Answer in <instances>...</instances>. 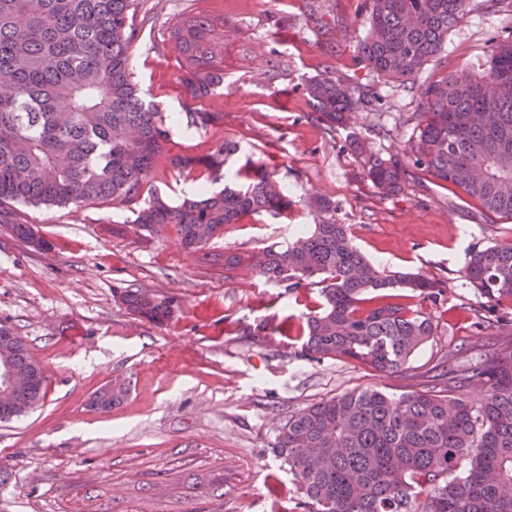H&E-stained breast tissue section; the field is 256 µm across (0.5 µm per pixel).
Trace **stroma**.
I'll list each match as a JSON object with an SVG mask.
<instances>
[{"instance_id": "35a3bbf8", "label": "stroma", "mask_w": 512, "mask_h": 512, "mask_svg": "<svg viewBox=\"0 0 512 512\" xmlns=\"http://www.w3.org/2000/svg\"><path fill=\"white\" fill-rule=\"evenodd\" d=\"M130 68L146 100L171 128L142 189L176 204L196 173L170 156L203 155L233 140L274 172L293 206L287 216L248 215L203 250L183 248L175 225L137 237L134 204L24 207L49 244L38 251L0 226V320L23 336L45 370L46 398L0 423V512H302L287 465L271 446L299 410L369 387L393 394L426 388L451 359L491 354L512 326L473 327L480 299L466 279L468 252L512 242V217L487 212L453 185L409 167L404 189L378 193L354 140L389 157L401 153L425 87L483 74L493 42L512 32V0H471L440 51L413 83L379 79L357 46L368 32L365 0H137ZM215 18L224 45V89L192 99L171 38L185 14ZM329 76L368 107L335 131L318 122L306 83ZM219 112L221 124L189 127L186 114ZM336 203L360 251L386 271H417L444 282L438 332L404 375L343 359L297 357V342L247 333L263 319L300 317L317 291L288 293L252 276L225 277L223 256L287 242L315 222L312 194ZM143 288L175 298L173 318L154 324L128 314L117 292ZM127 389L101 411L91 402L113 383Z\"/></svg>"}]
</instances>
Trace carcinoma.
I'll use <instances>...</instances> for the list:
<instances>
[{"label":"carcinoma","instance_id":"carcinoma-1","mask_svg":"<svg viewBox=\"0 0 512 512\" xmlns=\"http://www.w3.org/2000/svg\"><path fill=\"white\" fill-rule=\"evenodd\" d=\"M136 0H0V224L39 250L49 247L22 218L20 207L130 203L170 139L165 116L145 101L129 67L135 40ZM369 33L360 58L387 82L415 80L443 48L448 31L470 0H366ZM213 21L184 15L172 27L182 80L194 100L224 85L216 58ZM316 119L328 130L365 96L331 77L306 88ZM206 130L220 113H187ZM364 174L380 194L402 190L406 166L396 156L366 153ZM404 155L435 179L460 188L493 214L512 216V38L492 47L486 75L450 76L423 92V111ZM231 160L239 183L171 205L154 196L133 211L135 229L158 235L178 226L185 249L199 251L247 214L280 215L291 201L271 189L274 173L232 141L211 152L176 156L181 169L219 177ZM318 222L284 245L261 251L255 274L290 293L317 289L319 303L298 332L269 320L253 335L295 336L300 357L350 359L384 374L409 370L411 357L437 333L431 310L447 301V288L420 273L386 274L367 260L336 219V202L310 201ZM483 299L476 325L502 302H512V242L477 247L465 268ZM126 311L161 324L179 303L142 288L118 293ZM8 357L30 380L6 403L0 421L19 418L46 397L42 369L15 330ZM485 389L480 404L470 386ZM115 384L97 394L102 406L125 394ZM274 452L298 482L304 512H512V342L489 358L448 370V385L394 395L380 389L350 391L291 415ZM469 461L463 476L457 471Z\"/></svg>","mask_w":512,"mask_h":512}]
</instances>
